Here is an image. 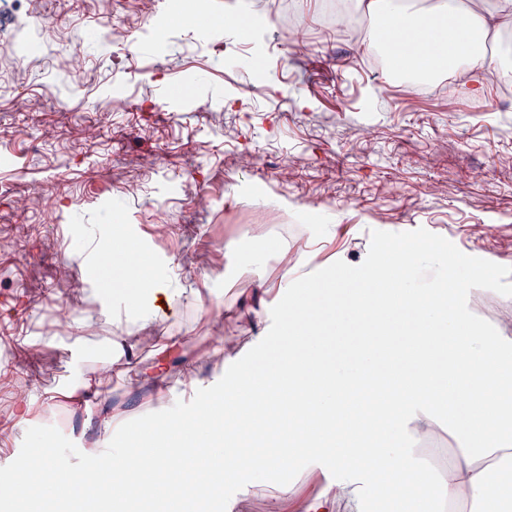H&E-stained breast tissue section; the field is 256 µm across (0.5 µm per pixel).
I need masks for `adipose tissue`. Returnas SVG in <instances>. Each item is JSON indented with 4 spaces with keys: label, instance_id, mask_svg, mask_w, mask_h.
Returning <instances> with one entry per match:
<instances>
[{
    "label": "adipose tissue",
    "instance_id": "ef3b65f1",
    "mask_svg": "<svg viewBox=\"0 0 512 512\" xmlns=\"http://www.w3.org/2000/svg\"><path fill=\"white\" fill-rule=\"evenodd\" d=\"M358 9L383 20L392 34V57L445 60L468 74L475 93H484L489 76L512 63V47L486 54L488 36L512 33V0H435L408 12L403 0H356ZM321 235L310 234L302 247L280 244L276 260L284 275L270 288L255 271L252 255L237 257L235 272L245 283L235 334L216 336L196 357L220 366L224 389L189 414L153 419L148 436L154 448L144 479L130 452L114 449L101 464L106 476L95 501L114 503L135 496L179 500L205 491L237 462L240 476L275 478L266 512H363L376 497L381 512H483L488 500L498 512H512V336L477 319L449 277L461 276L475 291L499 298L501 323L512 322V267L492 256L468 258L449 251L437 236L391 240L356 265L321 259ZM432 262L441 276L424 283L418 271ZM167 270L156 268L129 278L117 301L126 319L116 327L112 356L96 373L128 370L137 351L150 344L155 353L141 379L164 380L168 352L177 339L157 335L159 320L175 316L182 294L168 285ZM335 306L346 321L373 322L357 330L353 349L330 366L317 364L313 332L306 317L316 302ZM414 309L418 317L406 348L390 356V371L378 368L375 350L386 338L391 314ZM276 310L279 335L288 342L272 368L256 375L247 352L261 342L254 331ZM448 344V369L434 358L439 338ZM96 373L83 380L92 390ZM447 427L456 449L447 467L435 464L418 439ZM306 464L314 492L300 495L293 473ZM27 488L33 498L57 493L69 468L43 449Z\"/></svg>",
    "mask_w": 512,
    "mask_h": 512
}]
</instances>
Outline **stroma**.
I'll return each instance as SVG.
<instances>
[{
    "label": "stroma",
    "instance_id": "1",
    "mask_svg": "<svg viewBox=\"0 0 512 512\" xmlns=\"http://www.w3.org/2000/svg\"><path fill=\"white\" fill-rule=\"evenodd\" d=\"M168 0H37L0 4V421L24 386L37 423L0 439V477L34 445L75 469L127 445L111 437L87 452L100 413L120 407L142 427L160 410L191 411L224 376L203 368V390H184L198 343L214 335L211 302L241 287L224 255L255 224L306 236L277 198L315 210L324 256L359 263L387 235L433 232L451 251L512 261V94L490 87L413 95L336 28L354 0H252L274 24L238 30L225 0L206 15ZM90 12L119 39L82 31ZM55 31L42 56L22 58L33 32ZM261 58L263 79L249 62ZM486 223L495 237L478 235ZM122 232L152 265L173 269L192 300L159 325L182 337L163 383L132 388L127 375L80 373L109 349L114 311L104 285L124 290L127 259L100 246Z\"/></svg>",
    "mask_w": 512,
    "mask_h": 512
}]
</instances>
